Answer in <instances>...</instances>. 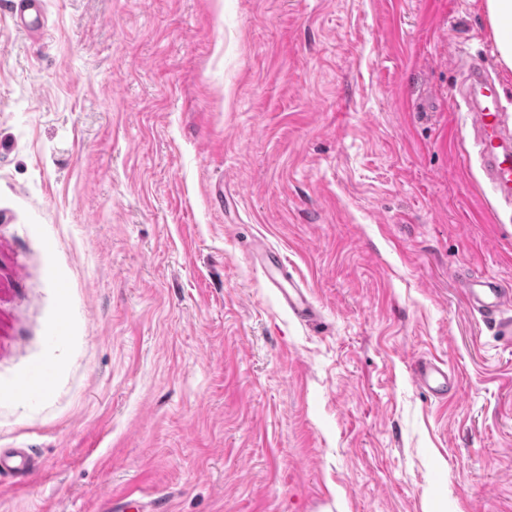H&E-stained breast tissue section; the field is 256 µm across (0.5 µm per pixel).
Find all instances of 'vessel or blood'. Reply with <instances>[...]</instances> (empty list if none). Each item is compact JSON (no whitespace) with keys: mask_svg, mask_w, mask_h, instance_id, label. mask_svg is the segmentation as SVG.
Listing matches in <instances>:
<instances>
[{"mask_svg":"<svg viewBox=\"0 0 512 512\" xmlns=\"http://www.w3.org/2000/svg\"><path fill=\"white\" fill-rule=\"evenodd\" d=\"M17 25L29 32L44 25V0H9ZM462 79L457 94L468 112L469 128L474 138L486 181L496 198L512 203V128L504 121L503 90L498 80L486 71L481 58L461 59ZM257 262L265 276L278 290L279 298L299 321L310 322L316 316L307 284L286 274L284 255L275 249L261 253ZM470 310L478 312L503 334L512 333V316L503 309L511 302L495 278L471 276L460 281ZM414 381L419 388L438 398L457 392L459 383L445 362L434 358L418 362ZM107 512H152L149 503L124 493L109 499Z\"/></svg>","mask_w":512,"mask_h":512,"instance_id":"vessel-or-blood-1","label":"vessel or blood"}]
</instances>
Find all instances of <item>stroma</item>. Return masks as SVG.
<instances>
[{"instance_id":"obj_1","label":"stroma","mask_w":512,"mask_h":512,"mask_svg":"<svg viewBox=\"0 0 512 512\" xmlns=\"http://www.w3.org/2000/svg\"><path fill=\"white\" fill-rule=\"evenodd\" d=\"M457 52L512 114L482 0H0V512H512V338L454 281L512 290V206ZM9 7L14 21L20 28L28 32H37L43 27V0H9ZM462 79L457 95L468 112L483 173L496 198L512 203V129L505 124L501 83L486 71L480 57H460ZM257 262L268 280L278 288L279 298L288 311L301 322L313 321L316 309L309 287L303 280L284 273L287 267L284 255L279 250L269 249L259 255ZM413 377L419 388L438 398H448V395L456 393L459 387L458 381L448 371L445 362L434 358L418 362ZM133 491H127L121 496H112L106 503L103 512H152L149 503L140 498H133ZM133 509V510H132Z\"/></svg>"}]
</instances>
